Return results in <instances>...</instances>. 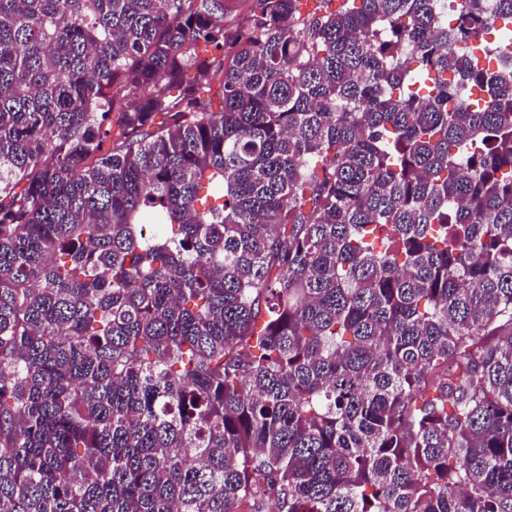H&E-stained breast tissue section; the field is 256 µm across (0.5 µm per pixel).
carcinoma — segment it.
<instances>
[{
    "label": "carcinoma",
    "instance_id": "carcinoma-1",
    "mask_svg": "<svg viewBox=\"0 0 512 512\" xmlns=\"http://www.w3.org/2000/svg\"><path fill=\"white\" fill-rule=\"evenodd\" d=\"M0 512H512V0H0Z\"/></svg>",
    "mask_w": 512,
    "mask_h": 512
}]
</instances>
